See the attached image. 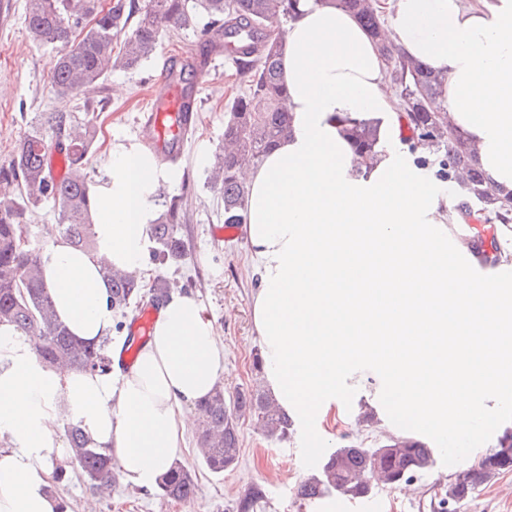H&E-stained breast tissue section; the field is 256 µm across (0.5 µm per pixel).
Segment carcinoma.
Listing matches in <instances>:
<instances>
[{"instance_id":"1","label":"carcinoma","mask_w":512,"mask_h":512,"mask_svg":"<svg viewBox=\"0 0 512 512\" xmlns=\"http://www.w3.org/2000/svg\"><path fill=\"white\" fill-rule=\"evenodd\" d=\"M300 0H199L208 17L199 16L188 0H26L24 24L38 45L65 47L51 72L55 97L71 103L89 87L115 70L132 71L150 60L158 47V20L175 31L200 29L209 50L228 49L239 73L248 77L247 90L227 106L224 143L210 164V180L224 203V223H243L247 187L240 171L260 163L292 133V113L287 110L288 92L281 81V55L285 26L295 18ZM353 13L374 38L384 28V14L374 0H332ZM380 54L390 63L387 76L396 90L398 107L406 120L410 140L428 148L418 160L436 168L440 179L457 183L461 200L458 215L467 224L512 227V193L499 195L485 187L475 156L464 138L448 129L440 112V89L445 76L402 56L390 44L378 42ZM97 114L77 107L36 112L28 131L17 143L11 159L0 166V183L14 187V194L0 196V325H10L38 339L36 353L45 365L66 363L77 370L111 369L106 342L90 344L76 339L54 313V302L45 280L41 255L32 247L30 225L24 211L45 202L57 205L59 236L78 250L96 249L93 229L94 191L84 173L88 155L97 138ZM363 160L376 155L378 126L359 121L345 130ZM185 222L182 200L164 201L157 221L150 226L149 259L160 265H179L187 259L180 235ZM109 283L112 308L120 313L149 298L166 302L169 285L160 280L146 286L134 274L102 269ZM201 425L197 445L201 463L213 474L234 468L240 457L239 421L255 415L258 427L269 438L283 439L291 419L264 391L242 389L224 397V386L199 401ZM66 432L72 458L97 490H108L118 477L112 458L91 445L81 425L69 418ZM482 467L463 470L453 477L439 500L441 512L448 505L470 498L496 474L512 471V430L494 448L481 455ZM434 463V449L411 438H389L375 448L350 445L322 458L318 475L299 486L298 496L314 502L333 496L359 499L369 496L374 480L389 485L413 480ZM195 473L175 462L156 483L158 494L186 503L195 493ZM264 492L254 488L235 504V512H257Z\"/></svg>"}]
</instances>
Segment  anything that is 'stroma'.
Here are the masks:
<instances>
[{
	"instance_id": "35a3bbf8",
	"label": "stroma",
	"mask_w": 512,
	"mask_h": 512,
	"mask_svg": "<svg viewBox=\"0 0 512 512\" xmlns=\"http://www.w3.org/2000/svg\"><path fill=\"white\" fill-rule=\"evenodd\" d=\"M25 0H0V164L7 162L17 140L25 133V114L48 112L59 102L48 80L59 46H35L24 25ZM201 41L193 30L178 37L163 33L153 58L135 71L116 70L88 95L91 109L99 114L98 136L86 172L93 184H100L110 161L113 144L144 141V113L149 109L162 60L172 56L198 54ZM125 89L123 97L113 95L114 87ZM246 88L244 78L227 55L212 56L202 74L199 112L184 147L182 160L166 164L167 178L162 191L182 197L187 221L182 235L188 246L185 263L156 268L154 275L166 280L172 291L192 293L202 300L205 312L224 346L220 380L225 396L239 389L262 387L263 378L253 368V356L261 345L251 320V296L257 279L244 234L220 239L213 227L223 225V205L206 182L212 156L224 135L226 108ZM384 384L371 366L359 368L347 398L319 423H297L286 438L270 440L257 429L255 418L240 422L242 437L238 466L216 475L198 458L195 436H188L180 456L196 472V491L187 503L162 499L155 488H143L117 481L112 491L97 492L82 475L74 460H66V477L52 488L67 506V512H235L237 500L254 487H261L266 502L260 512H304L296 492L299 484L317 470L311 463L308 433H316L325 450L348 444L376 446L388 438L380 423L386 415L381 401ZM487 430L476 443V451L465 459L474 465L481 452L494 447L506 427L512 426V386L488 389L480 404ZM446 449L436 451L435 464L414 480L399 486L375 488L364 499L336 497L322 500L305 512H433L448 481L459 471L449 464ZM512 472L499 475L497 484H486L473 497L453 505L452 512H512Z\"/></svg>"
}]
</instances>
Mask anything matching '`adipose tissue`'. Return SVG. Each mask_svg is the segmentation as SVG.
<instances>
[{
	"label": "adipose tissue",
	"mask_w": 512,
	"mask_h": 512,
	"mask_svg": "<svg viewBox=\"0 0 512 512\" xmlns=\"http://www.w3.org/2000/svg\"><path fill=\"white\" fill-rule=\"evenodd\" d=\"M386 41L445 75L439 101L488 187L512 191V0H385ZM292 134L244 172L243 232L260 286L251 299L263 382L298 418H326L347 370L374 362L390 431L422 425L444 441L512 365V289L478 270L451 236L455 198L416 163L375 41L333 0H301L280 56ZM374 120L381 146L359 164L344 134ZM166 173L142 143H116L96 191L94 252L52 238L42 257L55 312L79 339L112 335L102 265L150 278L148 230ZM458 262L449 263V254ZM220 344L197 296L160 308L130 369L40 363L35 342L0 326V512H61L51 494L67 404L124 478L151 487L195 426L192 406L218 383Z\"/></svg>",
	"instance_id": "1"
}]
</instances>
